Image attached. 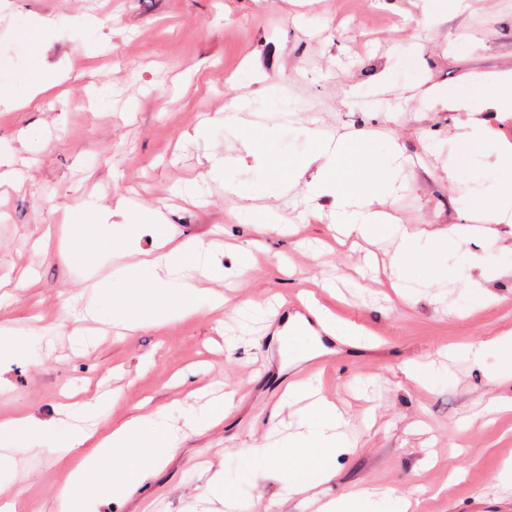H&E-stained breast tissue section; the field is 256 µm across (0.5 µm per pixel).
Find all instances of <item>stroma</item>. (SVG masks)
Returning <instances> with one entry per match:
<instances>
[{
	"label": "stroma",
	"instance_id": "1",
	"mask_svg": "<svg viewBox=\"0 0 512 512\" xmlns=\"http://www.w3.org/2000/svg\"><path fill=\"white\" fill-rule=\"evenodd\" d=\"M468 2L459 10L452 0H0V141L28 175L23 190L0 186V278L17 298L0 308V322L51 326L64 317L69 327L81 325L90 273L111 277L125 260L65 253L43 235L68 213L84 227L98 224L99 214L83 208L94 195L109 208L127 197L161 211L179 238H220L235 250L223 259L228 266L260 246L244 277L218 284L232 301L281 299L331 279L341 294L330 308L366 331L362 346L339 343L283 371L267 344L241 346L226 359L222 336L235 325L205 310L160 329L101 334L85 353L64 333L42 359L1 362L8 386L0 390V419L28 413L55 421L66 393L120 390L96 426L101 434L148 400L183 399L202 384L216 396L244 391L233 417L187 437L133 496L105 500L97 512H195L196 485L219 469L231 493L252 500V512H309L297 498L269 508L276 485H251L237 453L261 442L284 384L308 377L317 363L325 393L362 434L361 447L337 459L331 494L408 496L418 501L415 512H512V487L499 481L512 459V411L463 427L488 400L512 397V381L494 383L489 365L463 361L451 363L448 382L428 387L402 370L418 356L440 362L446 349L512 330V276L488 283L493 301L463 300L470 254H494L497 245L449 247L455 282L447 299L432 301V289L423 288L409 303L391 286L390 241L370 244L379 273L356 288L347 285L355 273L346 247L313 257L330 237V219L306 217L304 186L280 195L251 159L234 170L237 182L264 187L258 205L287 206L297 226L290 236H265L233 218L241 199L227 198L207 175L210 156L238 145L224 115L242 104L279 123L276 145L287 158L308 152L313 126L382 132L371 154L396 142L412 158L403 190L382 210L408 224L466 223L462 199L500 175L497 149L512 141L504 129L512 111L499 113L487 148L477 149L458 136L466 112L407 86L420 73L445 90L468 75L512 70V0ZM85 15L95 25L82 24ZM42 77L58 81L59 93L31 98ZM204 123L201 140L195 130ZM452 150L461 175L451 185L439 173ZM194 180L202 187L197 202L173 196ZM73 464L51 448L20 455L18 512H57V488Z\"/></svg>",
	"mask_w": 512,
	"mask_h": 512
}]
</instances>
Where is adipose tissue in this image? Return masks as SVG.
<instances>
[{
  "instance_id": "1",
  "label": "adipose tissue",
  "mask_w": 512,
  "mask_h": 512,
  "mask_svg": "<svg viewBox=\"0 0 512 512\" xmlns=\"http://www.w3.org/2000/svg\"><path fill=\"white\" fill-rule=\"evenodd\" d=\"M478 89L474 98L455 91L445 97L449 109H466L464 138L474 146L485 141L488 116L512 106V72L481 80ZM230 123L237 132L242 152L213 158L208 171L211 179L223 182L228 196L241 197L246 193L245 188L230 181L229 172L247 156L274 176L281 191L305 184L310 200L328 204L333 226L345 237L355 241L382 238L395 243L391 266L396 272L397 287L407 291L435 288L440 295H447L448 268L442 256L448 247L461 245L476 235L496 242L498 224L512 215L511 176L489 187L480 199H463L462 207L471 215V223L401 224L375 207L380 197L397 189L404 162L399 146H392L387 155L374 158V172L365 178L360 174V166L370 141L367 135L338 140L326 130L312 129V149L308 155L287 162L274 148L277 125L254 121L247 112L234 113ZM114 212L122 216V223L101 224L63 238V246L93 256L139 253V240L150 231L157 234L159 243L156 252L139 253L138 262L123 267L112 286L99 288L98 300L88 306V315L99 319V305L105 301L110 306L109 321L113 327L137 331L184 320L205 306L214 310L224 307L229 318L239 323V335L224 339L225 353H234L241 337L251 333L247 317L265 316L264 303L249 299L231 308L223 295L198 287L196 273L200 266L210 267L214 280L223 279L227 273L214 253V245L175 237L165 231L160 213L152 209H132L120 202ZM503 254V260L498 262L488 256H475L467 279L471 297H485L484 282L512 275V248L504 249ZM62 330L59 324L27 329L1 324L0 356L37 358L51 337ZM453 355L475 363L496 356L498 362L490 373L491 379L512 378L511 331L459 347ZM235 407L231 394L191 410L174 400L129 418L103 436L87 426L100 411V401L95 397L63 405V419L54 425L30 414L8 418L0 421V443L5 446L0 452V485L11 482L17 453L37 447L56 448L63 456L79 459L57 492L61 512H94L99 501L127 498L146 477L168 463L189 434L223 422ZM294 407L302 415L299 431L286 435L278 427H270L265 442L247 454L253 480L274 481L279 497L302 498L314 512H408L411 502L405 497L388 500L370 491L323 496L322 486L334 476L332 461L358 447L359 441L348 433L344 414L312 382L286 384L276 410L281 413ZM177 417L183 418L182 427H173L172 421Z\"/></svg>"
}]
</instances>
